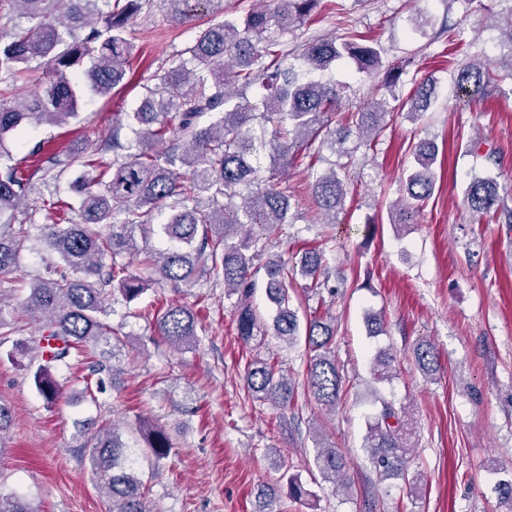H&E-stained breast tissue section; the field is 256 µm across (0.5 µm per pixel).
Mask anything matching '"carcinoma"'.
<instances>
[{
  "mask_svg": "<svg viewBox=\"0 0 512 512\" xmlns=\"http://www.w3.org/2000/svg\"><path fill=\"white\" fill-rule=\"evenodd\" d=\"M143 0H0L5 9L19 12L28 26H14L0 38V81L16 79L36 60L47 66L42 92L24 102L0 100V159L11 156L31 128L67 124L78 116L74 84L85 76L92 93L107 95L123 84L134 45L127 36L131 18ZM176 24L199 16L224 12L223 0H164ZM321 0H255L242 20H223L199 30L185 53L146 89L140 104L126 121L112 125L97 157L81 163L71 182L78 194V221L45 225L42 244L56 254L49 276L33 281L15 307L5 310L0 298V336L16 332V321L27 316L41 322L42 336L33 372L38 394L49 405L62 398L56 372L77 361L84 365V390L105 391V377L116 367L85 355L87 347L113 355L122 344L107 321L114 292L125 303L137 300L148 287L164 282L192 285L202 278L224 281L225 295L236 297V332L248 344L273 330L292 347L300 336L310 351L307 386L315 400L333 409L340 399L342 376L332 355L335 328L314 314L301 325L293 308L288 282L300 275L306 289L319 295L327 286L325 250L310 246L291 263H257L256 240L238 230L247 225L289 223L292 196L281 179L311 142L321 139L339 157L352 158L368 137L380 135L386 117L395 109L417 116L429 109L435 81L423 79L399 107L390 100L403 68H385L386 50L360 33L310 40L297 53L283 48L281 37L305 25ZM497 26L506 37V71L512 74V11L499 16ZM356 64L367 78L386 71L389 96L343 115L340 99L348 86L326 81L322 74L336 65ZM455 86L463 96L481 99L499 91V74L474 61L457 69ZM253 89V96L247 91ZM272 129V139L257 136ZM128 129L131 136L122 137ZM273 152L271 172L264 175L252 157L265 148ZM45 144L29 151L35 164L0 167V272L16 267L19 251L30 241L27 228L14 223L22 203L36 183L57 181L76 162L70 153L43 156ZM112 158H107V153ZM415 166L406 171L408 197L423 202L435 185L433 166L438 148L430 141L412 147ZM251 195L237 201L240 187ZM502 186L490 176H474L465 191V203L478 220L512 224V208L503 204ZM312 193L319 210L336 223V212L346 195L344 182L332 169L316 177ZM140 256L144 272L131 274L125 259ZM265 272V292L272 322L253 305L258 275ZM160 342L188 349L198 342V319L182 304H169L153 318ZM416 365L426 376L439 368L434 346L420 342L413 349ZM395 357L380 353L373 361V380L387 381L395 371ZM247 390L253 396L286 405L293 399L288 378L266 359H255L245 369ZM416 422L406 405L382 404L368 423L364 447L383 480L408 477L415 447ZM143 438L155 461L170 455L165 429L143 425ZM93 471L104 476L103 488L111 501L109 512H150L147 485L136 473L129 448L115 425L103 421L89 458ZM314 466L326 480L346 486L343 455L332 446L321 448ZM288 498L310 495L295 474L287 479ZM0 512H39L16 493H0Z\"/></svg>",
  "mask_w": 512,
  "mask_h": 512,
  "instance_id": "carcinoma-1",
  "label": "carcinoma"
}]
</instances>
